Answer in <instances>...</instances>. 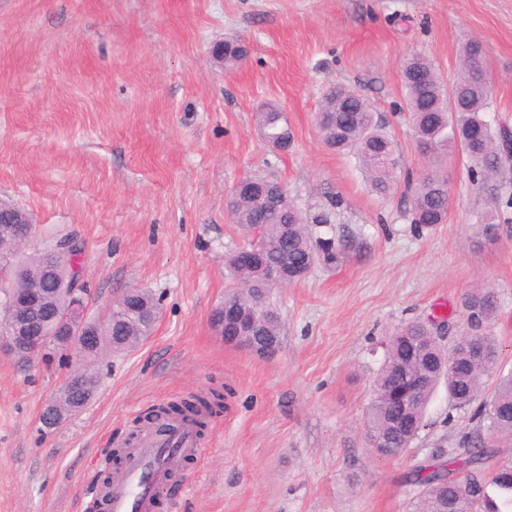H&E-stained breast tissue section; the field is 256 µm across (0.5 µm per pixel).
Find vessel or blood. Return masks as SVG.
Returning a JSON list of instances; mask_svg holds the SVG:
<instances>
[{"label":"vessel or blood","mask_w":512,"mask_h":512,"mask_svg":"<svg viewBox=\"0 0 512 512\" xmlns=\"http://www.w3.org/2000/svg\"><path fill=\"white\" fill-rule=\"evenodd\" d=\"M203 448L192 421L176 423L162 433L148 427L140 431L104 494L109 512H155L157 496L187 457Z\"/></svg>","instance_id":"b4317fda"}]
</instances>
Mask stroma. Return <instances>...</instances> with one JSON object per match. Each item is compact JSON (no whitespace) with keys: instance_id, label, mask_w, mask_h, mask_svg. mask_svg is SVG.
Segmentation results:
<instances>
[{"instance_id":"35a3bbf8","label":"stroma","mask_w":512,"mask_h":512,"mask_svg":"<svg viewBox=\"0 0 512 512\" xmlns=\"http://www.w3.org/2000/svg\"><path fill=\"white\" fill-rule=\"evenodd\" d=\"M227 38L248 49L228 72L209 54ZM471 39L494 87L488 117L512 126V0H0V199L32 213L33 249L83 241L92 314L132 287L162 306L150 339L103 360L89 405L50 429L66 357L0 354V512H83L148 408L211 387L224 412L158 512H409L417 466L477 423L441 386L412 445L375 456L363 417L385 342L438 316L451 343L469 329L465 294L484 283L512 371V226L477 235L491 198L458 157L447 220L416 231L402 194L378 196L353 157L324 147L315 114L331 88L355 91L422 174L403 62L423 56L452 83ZM265 103L287 120V151L256 125ZM247 176L280 183L314 235L344 243L340 264L274 290L271 359L209 327L233 287L226 259L247 243L227 207Z\"/></svg>"}]
</instances>
